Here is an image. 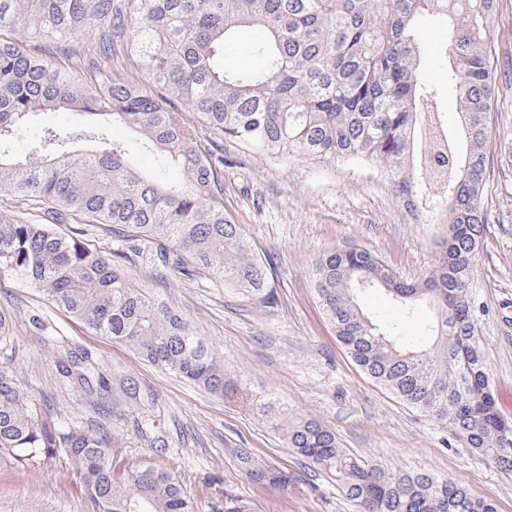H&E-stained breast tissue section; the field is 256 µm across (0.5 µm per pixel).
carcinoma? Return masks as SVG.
Listing matches in <instances>:
<instances>
[{
	"label": "carcinoma",
	"mask_w": 512,
	"mask_h": 512,
	"mask_svg": "<svg viewBox=\"0 0 512 512\" xmlns=\"http://www.w3.org/2000/svg\"><path fill=\"white\" fill-rule=\"evenodd\" d=\"M496 6L497 0H0V195L41 212L37 219L0 216V275L42 290L88 330L142 360L267 415L274 404L228 379L179 311L131 283L112 252L83 241L86 227H132L157 242L161 265L201 271L267 307L275 300L272 259L254 253L242 225L224 210V157L199 145L166 102H182L205 130L271 158L375 163L417 219L446 225L436 264L422 281L408 283L372 251L333 250L313 265L317 299L370 380L446 424L462 447L512 476V425L492 392L472 276L485 227L486 118L495 91L486 43ZM425 19L448 26L451 67L432 81L420 76L417 63ZM243 25L265 33L255 48L259 65L230 72L224 49ZM86 31L94 33L89 47L79 42ZM50 50L71 67L53 64ZM119 58L135 62L137 77L112 76ZM73 69L90 80L75 82ZM443 85L463 118V159L438 115ZM59 110L84 123L42 130L34 156L7 148L33 115ZM114 124L177 167L181 178L170 182L131 164L128 145L108 136ZM79 143L91 149L77 153ZM73 223L68 234L55 228ZM371 284L388 291L406 316L417 302H433L432 346L407 343L399 324H379L359 308L354 291ZM32 324L43 348L63 342L40 318ZM63 354L61 376L101 400V421L64 423L0 371V458L23 468L68 464L90 512H194L167 472L114 465L124 451L123 413L102 404L109 380L88 350ZM115 390L126 409L140 405L134 378H122ZM288 443L336 477L360 512H497L446 477L394 472L349 453L313 421L291 426ZM238 462L255 485H288L286 473L250 454ZM224 512L254 509L226 493Z\"/></svg>",
	"instance_id": "carcinoma-1"
}]
</instances>
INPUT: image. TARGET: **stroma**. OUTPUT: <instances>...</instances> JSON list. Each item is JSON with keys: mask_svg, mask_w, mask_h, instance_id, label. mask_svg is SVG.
Masks as SVG:
<instances>
[{"mask_svg": "<svg viewBox=\"0 0 512 512\" xmlns=\"http://www.w3.org/2000/svg\"><path fill=\"white\" fill-rule=\"evenodd\" d=\"M490 30L497 88L487 116L485 242L473 277L498 411L512 422V0H498ZM181 116L198 129L202 147L223 153L225 210L242 224L255 252L272 258L275 304L255 305L222 284L159 266L155 244L129 237L127 228L99 224L86 241L118 251L126 275L180 311L223 361L226 375L272 401L274 414L258 416L141 360L128 346L87 330L42 292L3 275L0 308L13 314L14 326L12 342L0 348V370L65 421H97L95 398L68 386L55 356L38 344L29 321L37 315L70 345L101 358L106 376H134L142 393L138 413L153 420L165 445L150 447L128 423L122 431L127 457L170 473L195 512H218L226 491L251 501L256 512H357L334 477L289 447L287 427L300 420L330 427L340 447L381 467L449 476L491 500L498 512H512V477L455 443L445 425L374 385L338 342L313 288L315 260L353 245L378 254L397 277L419 280L434 263L443 225L417 223L374 164L277 161L201 131L190 109ZM356 299L373 320L400 321L402 335L415 344L433 342L429 302L402 320L384 288L357 289ZM239 451L287 470L288 487L253 485L237 466ZM0 512L88 507L78 480L61 463L23 468L1 459Z\"/></svg>", "mask_w": 512, "mask_h": 512, "instance_id": "35a3bbf8", "label": "stroma"}]
</instances>
